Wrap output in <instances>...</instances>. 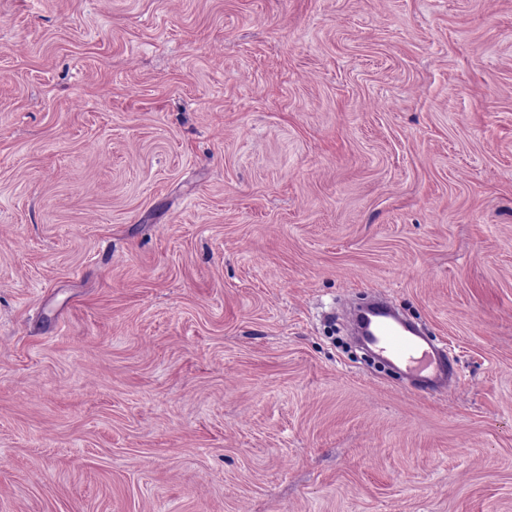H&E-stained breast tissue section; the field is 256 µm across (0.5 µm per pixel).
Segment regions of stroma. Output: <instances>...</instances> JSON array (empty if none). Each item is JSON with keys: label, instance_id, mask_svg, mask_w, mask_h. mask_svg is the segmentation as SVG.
<instances>
[{"label": "stroma", "instance_id": "stroma-1", "mask_svg": "<svg viewBox=\"0 0 512 512\" xmlns=\"http://www.w3.org/2000/svg\"><path fill=\"white\" fill-rule=\"evenodd\" d=\"M0 512H512V0H0ZM391 308L369 310L357 322L370 353L397 365L405 376L416 378L428 387H448L450 392L459 382L451 362L448 364L435 344L423 337L417 325L399 322Z\"/></svg>", "mask_w": 512, "mask_h": 512}]
</instances>
